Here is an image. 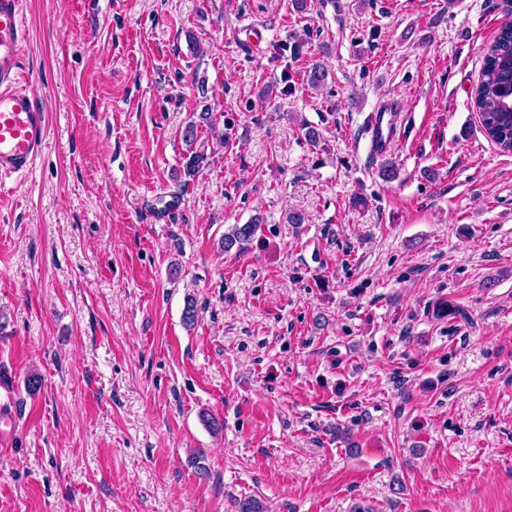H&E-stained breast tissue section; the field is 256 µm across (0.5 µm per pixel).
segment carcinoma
I'll return each mask as SVG.
<instances>
[{
	"instance_id": "cac0c4a2",
	"label": "carcinoma",
	"mask_w": 512,
	"mask_h": 512,
	"mask_svg": "<svg viewBox=\"0 0 512 512\" xmlns=\"http://www.w3.org/2000/svg\"><path fill=\"white\" fill-rule=\"evenodd\" d=\"M473 104L479 112L487 137L502 151L512 152V23L503 25L487 47L484 66ZM202 126H213L211 113L203 111L183 128L181 135L187 146H193ZM260 230V224H235L224 234L221 247L241 252Z\"/></svg>"
}]
</instances>
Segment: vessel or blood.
<instances>
[{"mask_svg": "<svg viewBox=\"0 0 512 512\" xmlns=\"http://www.w3.org/2000/svg\"><path fill=\"white\" fill-rule=\"evenodd\" d=\"M25 33L21 0H0V175L28 170L46 137L45 112L20 89ZM398 105L382 103L371 119L370 148L384 155L398 131Z\"/></svg>", "mask_w": 512, "mask_h": 512, "instance_id": "obj_1", "label": "vessel or blood"}]
</instances>
